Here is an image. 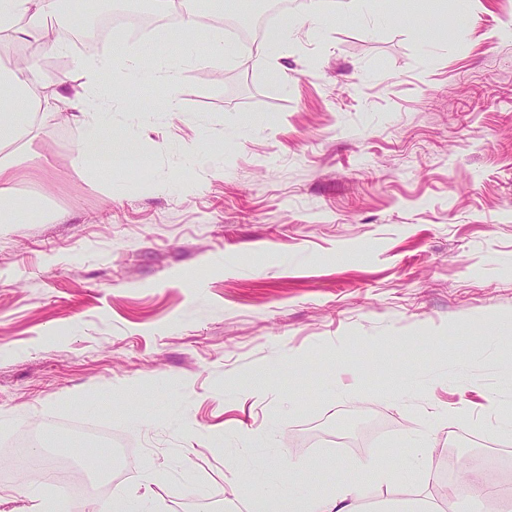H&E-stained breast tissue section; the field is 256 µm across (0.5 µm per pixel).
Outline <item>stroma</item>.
Segmentation results:
<instances>
[{"label": "stroma", "instance_id": "obj_1", "mask_svg": "<svg viewBox=\"0 0 512 512\" xmlns=\"http://www.w3.org/2000/svg\"><path fill=\"white\" fill-rule=\"evenodd\" d=\"M112 11L145 21L114 29L135 52L184 61L174 87L108 71L140 147L111 179L74 164L75 125L30 144V211L0 223V512H29L14 452L56 458L73 424L121 451L112 477L74 461L99 500L150 473L154 512H230L270 450L399 468L432 434L406 491L448 512L449 468L512 461V0H293L316 19L274 72L262 40L185 48L162 0ZM236 428L268 437L234 470Z\"/></svg>", "mask_w": 512, "mask_h": 512}]
</instances>
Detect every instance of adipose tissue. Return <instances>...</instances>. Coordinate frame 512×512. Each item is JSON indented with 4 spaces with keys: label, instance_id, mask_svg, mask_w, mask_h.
<instances>
[{
    "label": "adipose tissue",
    "instance_id": "ef3b65f1",
    "mask_svg": "<svg viewBox=\"0 0 512 512\" xmlns=\"http://www.w3.org/2000/svg\"><path fill=\"white\" fill-rule=\"evenodd\" d=\"M69 0H0V37L24 44L29 55L21 63L0 66V223L15 224L24 210L13 201L12 183L22 160L20 151L33 137L43 113L63 116L79 126L80 143L76 166L103 175L121 163H134L138 147L134 140L115 139L112 135V105L103 89L102 73L112 66L115 56H123L135 82L163 80L176 83L179 58L165 65L130 54L126 44L113 40L109 54L83 56L76 66L85 81L70 86L60 78L53 89H46L37 59L44 52H64L67 43L46 41L49 20L59 18L68 9ZM186 44L208 39L206 14L224 10V0H178ZM331 476L330 486L306 494H293L292 488L315 477ZM396 476L387 456L362 457L349 467H341L331 457L322 456L306 464L287 461L280 454L270 455L252 478L238 490V500L246 512H360L362 500L376 494L381 486L393 485Z\"/></svg>",
    "mask_w": 512,
    "mask_h": 512
}]
</instances>
